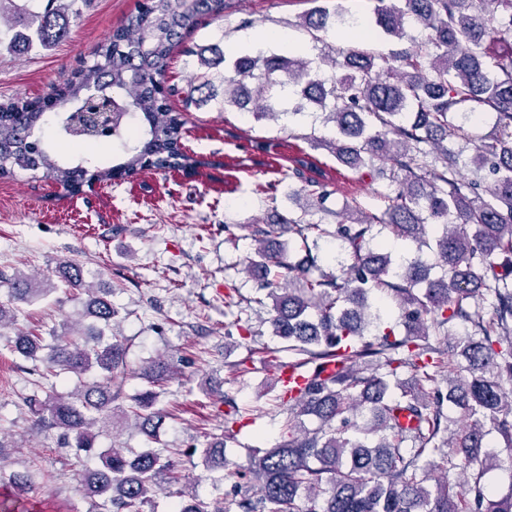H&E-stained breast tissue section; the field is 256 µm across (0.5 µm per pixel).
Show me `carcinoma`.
<instances>
[{"instance_id":"obj_1","label":"carcinoma","mask_w":512,"mask_h":512,"mask_svg":"<svg viewBox=\"0 0 512 512\" xmlns=\"http://www.w3.org/2000/svg\"><path fill=\"white\" fill-rule=\"evenodd\" d=\"M78 0H41L32 15L34 39L51 48L68 34L69 10ZM224 12V0H149L100 43L92 60L54 90L60 101L76 106L91 90L113 99L111 137L124 142V154L97 181L113 173L146 166L157 170L200 164L182 145V114L174 112L156 85L166 60L200 22ZM375 22L401 39L410 20L429 31L427 39L390 55L350 49L323 58L276 55L239 56L234 77L224 79V105L244 106V81L256 88L258 120L274 114L273 104L287 87H298L293 113L315 105L334 124L330 149L336 162L364 175L376 163L387 165L399 190L387 196L382 215L354 207L348 220L329 227L313 221L331 196L330 171L309 154L289 157L286 177L300 183L291 193L304 195L301 214L282 219L298 236L305 255L298 261L281 248L258 249L265 271L256 296L247 303L272 302L273 335L288 342L284 350L301 356L299 367L315 364L293 395L280 388L286 407L283 439L270 448L249 450L234 475L252 492L212 502L195 491H178L174 512H512V491L505 496L484 490V472L498 457L480 454L485 423L512 447V0H378ZM302 25L317 42L344 26L343 17L317 6ZM475 103L496 114L495 137L473 147L467 159L448 147L465 135L457 111ZM43 113L25 104L0 110V177L15 171L42 172L65 189L88 174L82 162L53 155L35 130ZM276 144L255 140L249 161L263 164ZM473 166L492 175L469 181L459 170ZM382 224L392 237L410 241L418 254L397 261L373 227ZM336 241V272L324 271L312 254L318 240ZM63 282L83 288V268L68 263ZM0 327L15 321V301L32 303L56 290L51 280L23 275L5 280ZM401 312L405 335L389 330L368 338L381 323V310ZM86 314L103 323L84 343L62 336L50 346L47 379L69 374L96 380L73 391L28 398L34 422L61 431L64 444L93 452L95 424L115 421L112 402L122 395L125 347L117 336L105 338L116 311L103 296L91 295ZM458 324L473 329L455 361L430 343L443 341ZM42 337L20 336L14 352L32 358ZM372 364L371 373L360 368ZM334 370L326 372V366ZM411 380L399 378L400 369ZM171 365L148 361V383H162ZM446 381L448 403L460 410L462 433L448 443V417L441 402ZM157 392L128 397L121 414L152 435L157 414L147 412ZM312 415L308 430L300 417ZM206 466L224 467L222 446L204 443ZM85 495L97 502L93 512H147L161 490L188 479L178 465L149 448L129 458L120 448L101 455V466L85 469Z\"/></svg>"}]
</instances>
